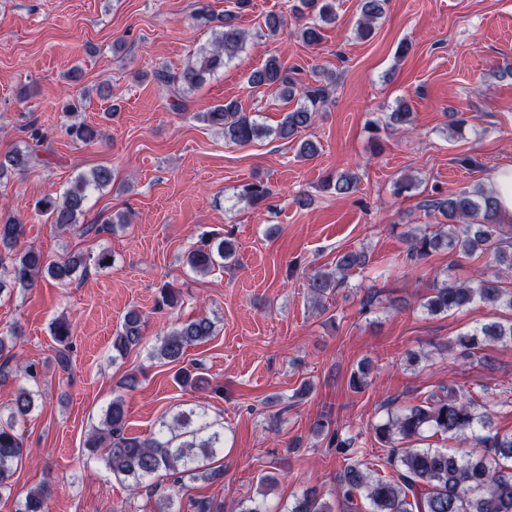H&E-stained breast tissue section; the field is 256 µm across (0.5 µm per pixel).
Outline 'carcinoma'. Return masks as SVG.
I'll use <instances>...</instances> for the list:
<instances>
[{
	"instance_id": "cac0c4a2",
	"label": "carcinoma",
	"mask_w": 512,
	"mask_h": 512,
	"mask_svg": "<svg viewBox=\"0 0 512 512\" xmlns=\"http://www.w3.org/2000/svg\"><path fill=\"white\" fill-rule=\"evenodd\" d=\"M386 0H360L361 20L356 35L366 39L384 13ZM315 14L310 22L302 24L299 36L310 46L322 39V28L336 21L334 0H301L295 9L297 17L304 18V9ZM235 16L220 18L219 33L207 50L199 51L177 74L154 72L155 79L173 88L178 96L202 85L207 76L224 66L244 47L245 33L234 23ZM248 83L253 87H274L285 100L294 99L296 81L288 75L280 61L272 56L260 69L252 71ZM330 97L329 85L316 82L303 86L296 106L288 111L275 129H270L248 113L235 101L212 106L205 112L194 113V118L212 127H219L224 139L234 144H246L275 134L282 140L294 138L309 127L315 112ZM71 122L66 133L72 141L85 145L98 138L95 127L78 119L76 103L65 105ZM411 123V112L403 104L388 113L386 126L399 129ZM37 159L36 151L25 145L0 158V180L23 172ZM324 187L340 195L357 191L358 177L350 171L330 173L323 180ZM112 185L111 169L100 166L82 174L75 186L57 197L46 194L34 204V210L47 214L52 222L65 229L80 223L85 212L88 191ZM242 196L254 207H261L269 199L270 191L261 182L242 186ZM425 208L448 220L432 232L420 231L408 238L406 257L411 262L427 259L432 253L444 249L465 257L487 255L491 271L481 273L469 283H457L446 278L433 280L429 295L420 307L429 315H440L461 310L480 302L505 307L512 312V289L505 287L503 277L512 272V235H505L497 216V205L492 193L478 186L462 189L445 198L426 202ZM25 224L14 214L0 212V247L8 250L10 266L0 275V294L15 288L27 290L35 286L37 277L47 273L59 283H65L79 268L86 266V259L69 257L59 261L44 258L42 252L24 242ZM236 257L234 241L226 237L212 244L191 249L186 264L196 273L208 274L222 261ZM368 263L365 251L353 249L336 256V273L318 271L310 277L311 294L323 300L344 284L348 272L363 269ZM180 300V291L165 283L159 288L158 306L174 308ZM145 321L140 312L131 310L124 316L116 335L112 337V358L123 357L142 344ZM215 333L214 323L207 317L185 320L173 327L162 339L154 357L166 363L181 361L187 348L208 341ZM53 336L63 346L57 361L64 369L69 366L71 325L62 318L53 324ZM14 339L0 332V378H8L13 371L25 377H34L31 364L19 363L9 368L16 358L12 353ZM512 345V318L492 321L463 332L438 345V350L453 352L468 359L488 345ZM368 365L351 373L349 388L360 392L368 386ZM176 382L183 388H196L204 378L198 373L181 367L175 373ZM486 405L471 392L453 386H440L422 401L406 405L397 412H388L385 422L374 428L379 444L390 449L385 464L393 476H373L368 468L355 462L344 468L337 478V502L355 509L356 502H368V512H512V433L494 430L483 411ZM35 407V395L25 387L18 388L6 407L7 417L0 419V493L11 491L14 466L27 455L18 425ZM126 408L122 397L112 399L100 426L94 428L85 447L91 452L105 449L104 461L112 474L141 485L143 480L165 471L172 475L191 474L192 478L220 479L224 469L213 465V460L223 448L224 438L219 432L205 433V428H190V419L183 413L172 422L164 423L151 436L124 434ZM430 430L435 435L449 439L470 437L477 441L480 450L450 453L438 448H398L397 442H408L423 437ZM312 431L317 436L329 438L330 444L341 455L353 451L357 437L343 436L333 427L330 417L323 414L315 420ZM50 485L43 483L29 490L19 512H45ZM288 512H334L332 506L314 491L294 497Z\"/></svg>"
}]
</instances>
